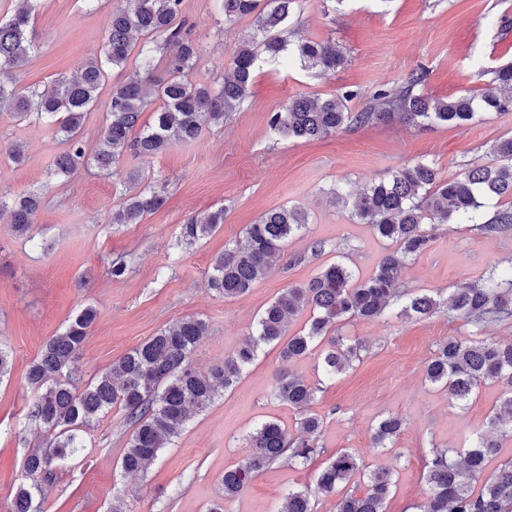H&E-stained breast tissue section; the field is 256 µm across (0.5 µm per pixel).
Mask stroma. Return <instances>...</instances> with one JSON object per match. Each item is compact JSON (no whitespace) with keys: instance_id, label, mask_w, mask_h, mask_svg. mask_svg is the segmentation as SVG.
Listing matches in <instances>:
<instances>
[{"instance_id":"stroma-1","label":"stroma","mask_w":512,"mask_h":512,"mask_svg":"<svg viewBox=\"0 0 512 512\" xmlns=\"http://www.w3.org/2000/svg\"><path fill=\"white\" fill-rule=\"evenodd\" d=\"M126 5L97 0L90 10L84 0H43L34 23L39 50L17 72V84L41 89L58 76L78 75L99 54L113 10ZM182 13L200 45L201 61L190 80L220 82L235 48L254 32L253 17L224 24L216 0H183ZM292 26L301 37L336 42L348 64L328 73L297 62L286 69L261 65L244 107L223 125L198 142H175L163 153L125 159L114 177L88 164L67 182L49 180L60 142L45 124L0 110V150L20 140L27 156L20 165L0 163V197L46 190L36 243L0 222V346L13 358L9 379L0 381V512H10L24 481V459L40 440L26 417V371L43 344L83 307L93 306L97 319L81 351L75 386L85 387L132 348L187 316L209 325L192 356L194 366L207 371L244 342L263 308L289 284L339 260L362 278L375 270L387 241L353 221L331 189L354 192L421 160L453 178L473 161L494 162L493 146L512 136V112L424 129L377 121L313 141L289 140L269 127L271 113L295 96L323 98L347 90L365 96L381 84L401 83L417 68L426 70L424 90L436 98L486 88L492 70L512 62V0H344L336 9L324 0H303ZM131 173L164 183L167 202L142 223L116 224L112 210ZM283 205L308 214L305 232L286 246V261L243 296L225 299L209 290L207 272L225 247L241 243L247 225ZM219 210L224 222L215 233L193 248L181 245L180 226L188 217ZM316 241L323 245L318 254L311 251ZM118 258L128 270L115 279L109 270ZM494 265H512V227L486 233L471 224H446L429 250L409 263L401 288L445 297ZM472 331L465 319L445 312L424 319L390 313L372 321L345 320L340 335L369 347L361 362L333 381L323 380L316 357L291 366L318 388L311 410L323 419L319 442L327 455L354 451L368 469L392 472L396 490L388 512H413L428 494L431 449L468 444L486 430L500 403L498 384L480 386L461 406L425 378L437 344ZM279 363L278 348L262 347L238 382L193 414L174 444L138 476L120 468L133 431L123 412L94 422L83 433V456L43 481L47 512H107L116 490L132 512H206L224 495L225 468L245 457L249 432L271 419L291 432L297 427L298 413L271 395ZM388 413L402 416L405 428L394 447L373 449L372 429ZM325 463V457L305 465L274 463L225 510L277 512L288 490L312 485Z\"/></svg>"}]
</instances>
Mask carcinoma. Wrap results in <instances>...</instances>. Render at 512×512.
<instances>
[{
    "mask_svg": "<svg viewBox=\"0 0 512 512\" xmlns=\"http://www.w3.org/2000/svg\"><path fill=\"white\" fill-rule=\"evenodd\" d=\"M11 16H0V109L17 119L43 120L64 145L50 176L68 180L81 166L93 161L100 170L114 173L123 158L155 155L171 141L195 142L207 129L224 124L248 97L254 73L262 61L298 59L305 68L334 70L346 63L333 41L291 39L288 19L300 0H222L224 24L255 17V34L233 51L221 84L192 83L189 72L200 62L193 26L181 16L182 0H128L112 13L100 56L81 66L74 80L59 78L43 90H20L1 78L5 71L23 68L38 45L28 34L40 0H17ZM169 52L166 75L154 74V59ZM139 65L121 83L112 85L109 118L94 153L86 155L81 128L111 72L125 70L130 57ZM425 74L417 69L400 84L380 85L351 109L357 97L345 91L327 98L296 96L270 115L269 126L279 135L296 140L320 139L339 130L362 127L377 120L398 118L409 125H460L480 112H512V65L493 71L489 87L448 99L423 91ZM159 100L153 122L140 123L146 105ZM493 153L502 163L473 162L465 172L448 180L434 162L419 161L388 179L373 181L359 191L351 217L368 224L375 235L391 242L377 268L366 279L341 262L332 263L305 283L281 290L260 313L254 333L224 362L203 373L193 365L195 348L208 335V324L196 317L182 318L159 334L134 347L99 373L86 387L71 383V374L89 336L96 312L82 309L59 334L51 337L26 372L32 392L27 417L45 434L44 448H34L24 461L25 483L18 489L11 512H44L41 481L58 463L79 458L85 448L83 429L104 413L118 408L134 427L121 459V469L140 473L157 459L183 431L190 413L208 408L221 390L233 386L266 345L279 349V357L292 365L317 354L318 367L327 380L347 372L362 360L366 344L338 334L343 320H373L392 307L398 315L428 318L446 308L476 328L466 337L441 341L429 360L426 380L439 386L458 404L487 382L503 388L498 407L489 416L490 434L476 436L460 450V458L446 448H434L426 463L429 494L418 512H512V463L486 474L499 445L494 434L512 435V342L479 335L486 323L512 317V267H492L477 283L454 289L448 300L429 293L402 294L397 285L410 261L426 252L443 224H475L491 233L512 224V208L484 219L492 199H512V137L498 142ZM120 202L112 209V223L139 224L166 203L165 186L131 174ZM43 193L23 190L9 205L15 234L29 241L43 207ZM224 223V211L204 221L193 217L180 227V241L193 247ZM306 212L282 206L261 215L245 230V244L224 250L212 264L208 286L224 298L248 292L264 279L285 255L288 240L303 233ZM309 318L302 329L287 334L290 321L303 310ZM317 388L292 372L275 375L273 396L301 414L297 434L276 421L260 423L246 442L249 452L237 465L224 470V501H233L272 463L285 459L307 464L326 452L319 444L323 420L309 410ZM403 420L383 417L372 434V447L391 448L401 433ZM365 480L359 493L349 484ZM482 481L480 487L474 483ZM395 482L388 471L366 472L361 456L351 451L332 455L317 473L314 484L291 489L280 512H314L315 500L333 497L335 512H386Z\"/></svg>",
    "mask_w": 512,
    "mask_h": 512,
    "instance_id": "obj_1",
    "label": "carcinoma"
}]
</instances>
